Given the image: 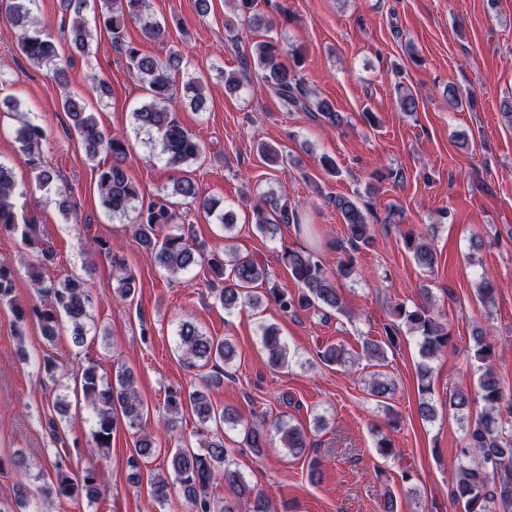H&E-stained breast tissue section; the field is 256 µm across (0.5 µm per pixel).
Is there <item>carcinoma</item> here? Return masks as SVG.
<instances>
[{
	"mask_svg": "<svg viewBox=\"0 0 512 512\" xmlns=\"http://www.w3.org/2000/svg\"><path fill=\"white\" fill-rule=\"evenodd\" d=\"M35 0H0V11L18 30V48L28 61L42 64H56L60 58L56 42L51 35L40 29V21L33 12ZM88 0H67L74 18L70 26V40L74 48L89 52L91 31L83 17ZM238 9L249 17L256 28L270 30L274 23L264 15L253 12L256 0H236ZM145 0H112V5L96 17L99 25L111 35L112 44L120 50L126 67L142 82L150 101L132 112L137 127L157 136L161 155L166 164L180 168L197 160L203 154V145L188 130L179 124L168 108L169 102L178 95L172 74L186 67L184 58L171 51L163 57L143 53L125 40V20L128 18L143 21L142 30L147 38L163 42L168 38L166 23L156 19H144ZM289 57L292 63L282 62ZM262 70V78L268 87L284 101L291 110L306 112L315 121L331 125L342 123V116L336 111L332 101L312 97L305 88L298 72L302 64L299 47H290L277 39H269L256 44L252 59L245 64ZM203 84L200 78L191 77L183 86L184 95L194 108L204 103ZM63 111L71 119V126L82 140L88 158H95L100 151L111 157L108 167L99 171L98 189L103 206L114 216H124L134 209V236L139 243L154 256L157 265L170 274H178L191 266L204 261L211 273L227 285L218 289L215 299L226 310L243 308L255 309L261 299L254 296L251 289L259 281L268 279L266 268L248 255H240L228 250L230 258L212 252L205 253L204 246L195 242L190 228L179 225L180 217L172 209L173 202L168 197L179 198L187 204L206 212L217 223L230 231L236 223L233 210H217V203L203 196L197 182L187 176L173 180L170 196L157 199L146 198L139 187L127 176L126 160L128 147L120 134H107L98 126L94 113L86 110L85 103L71 95L61 100ZM45 138L43 128L32 122H24L16 129L22 162L34 173L39 187L47 189L53 185L57 173L44 164L39 144ZM16 185L13 166L0 161V236L7 235L20 239V243L34 253V256L49 259L53 249L41 237L40 225L35 220L18 216L15 210L14 195ZM336 211L347 226L348 239L336 244L340 252L336 271L326 268L313 253L290 250L283 256L292 279L299 291L293 293L274 283L265 289V299L284 313H296L318 307L324 311H338L342 300L336 288V276L348 277L356 272L353 252L373 241L374 225L370 224V213L356 200L345 196L331 199ZM254 224L265 236H274L279 224H299V214L271 194L264 205L253 213ZM170 224L176 231L159 236L161 230ZM405 246L414 262L422 270L430 272L437 263V253L432 244L422 236L410 235L405 238ZM100 251L111 259L112 272L118 283L117 292L127 299L135 295L136 279L128 269L126 260L107 243L99 244ZM34 290L40 303L24 306L15 301L14 269L5 261H0V303L8 304L15 316L18 336H23V327L33 320L41 328L43 337L51 342L59 331L70 330L75 342L80 343L87 334L91 320L92 294L88 283L81 278H66L58 283L47 282L41 272V265L31 262L27 268ZM496 284L489 279L478 283L477 294L480 302L487 306L494 303ZM394 316L404 323L408 330L419 339L420 361L417 364L419 392L422 398L419 413L422 418L432 420L436 410L426 394L431 392L430 379L433 360L452 342V332L447 324L435 314L430 302L409 308L398 304L393 309ZM396 327H385L386 339L372 340L364 345V352L371 359L383 360L385 349L395 344ZM179 350L186 363L222 362L229 365L235 356V347L227 339H215L201 332L196 324L184 320L177 333ZM476 349L474 357L485 365L478 378V397L483 408L467 425L464 444L457 449L460 464L457 477L449 486L452 504L463 512H512V388L505 386L496 375L491 361L495 359L493 342L482 333L474 337ZM262 342L269 363L281 367L288 363L287 348L271 326L262 327ZM324 363L344 364L347 362L343 347L330 345L319 355ZM39 368L50 381L58 383L65 377L59 370L58 360L50 353L39 361ZM81 392L95 414V428L92 432V447L100 456H105L112 448L110 437L117 432L120 423L140 432L135 445V457L131 467L136 470L134 478H139V460H149L160 452L152 434L142 430L144 405L135 386L131 370L119 367L112 383L103 385L96 366L90 364L82 368L79 375ZM396 385L393 379L378 372L369 382L371 399L390 409L389 400L394 396ZM164 426L172 430L179 416L191 409L197 416L200 430L212 434L205 444L206 452L195 453L184 448H176L167 453V466L171 472L153 474L149 478L151 498L161 506L168 504L172 489L179 490L189 507V512H235L233 505L209 492L213 480L223 477L234 492L236 499L246 504V512H272L267 495L254 491L243 481L235 469V462L224 448V437L220 434L226 424L240 423L236 413L215 406L207 395L198 389L182 391L170 389L165 402ZM279 437L283 447L294 453L309 447L307 431L278 417L272 431L247 427L244 439L255 453ZM16 477L14 505L9 506L0 500V512H27L30 502H45L52 498H65L74 503L89 502L100 494L99 472L94 466L74 473L68 462L57 455L48 460L47 467L38 468L46 475L43 482L31 486V469L34 464L17 453L10 461Z\"/></svg>",
	"mask_w": 512,
	"mask_h": 512,
	"instance_id": "1",
	"label": "carcinoma"
}]
</instances>
